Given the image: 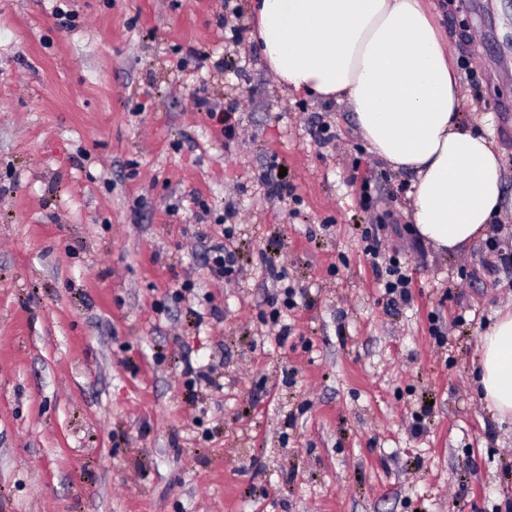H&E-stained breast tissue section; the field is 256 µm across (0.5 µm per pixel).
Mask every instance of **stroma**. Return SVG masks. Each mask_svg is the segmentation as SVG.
<instances>
[{
	"instance_id": "obj_1",
	"label": "stroma",
	"mask_w": 512,
	"mask_h": 512,
	"mask_svg": "<svg viewBox=\"0 0 512 512\" xmlns=\"http://www.w3.org/2000/svg\"><path fill=\"white\" fill-rule=\"evenodd\" d=\"M431 10L511 197L512 0ZM252 29L250 0H0V512H512V426L475 381L512 211L452 254L380 230L412 280L387 304L361 184L406 224L411 176L348 103L280 85ZM271 264L300 293L283 342ZM212 271L218 277L232 278L236 277L239 273L235 268V261L233 253L219 246L213 250L212 254Z\"/></svg>"
}]
</instances>
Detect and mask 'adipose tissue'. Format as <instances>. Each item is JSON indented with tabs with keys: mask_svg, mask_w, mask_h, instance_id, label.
I'll return each mask as SVG.
<instances>
[{
	"mask_svg": "<svg viewBox=\"0 0 512 512\" xmlns=\"http://www.w3.org/2000/svg\"><path fill=\"white\" fill-rule=\"evenodd\" d=\"M423 0H254L256 40L288 89L345 101L373 151L414 178L411 222L443 251L482 236L505 204L500 160L460 123L459 76ZM478 382L512 419V311L481 338Z\"/></svg>",
	"mask_w": 512,
	"mask_h": 512,
	"instance_id": "obj_1",
	"label": "adipose tissue"
}]
</instances>
